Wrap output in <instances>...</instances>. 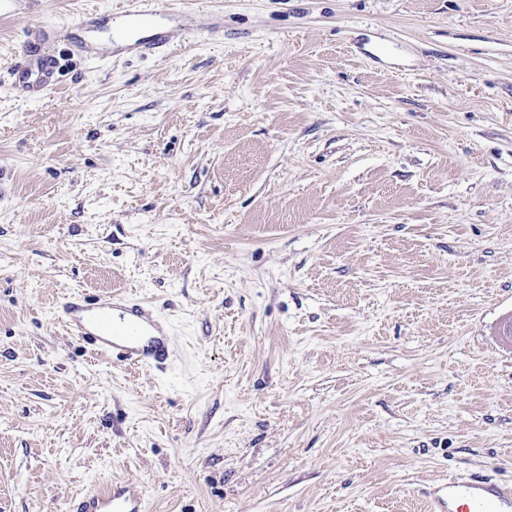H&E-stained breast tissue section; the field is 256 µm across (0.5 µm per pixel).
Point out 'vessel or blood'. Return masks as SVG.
Segmentation results:
<instances>
[{
  "label": "vessel or blood",
  "mask_w": 512,
  "mask_h": 512,
  "mask_svg": "<svg viewBox=\"0 0 512 512\" xmlns=\"http://www.w3.org/2000/svg\"><path fill=\"white\" fill-rule=\"evenodd\" d=\"M121 16L122 27H114L111 11L90 13L78 21V33L68 34L71 54L94 58L87 35L101 32L110 45L141 54L160 53L168 49L170 33L166 20L174 11L166 0H128ZM54 31L45 30L23 44L8 73L21 96H44L57 84L60 60L51 51ZM58 319L67 334L90 343L98 353L114 361L146 366L164 372L170 357L169 335L154 308L144 302L125 298L91 299L82 293L66 295L59 304ZM448 498L455 501V512H512V484L488 478H452L448 481ZM66 512H142L139 494L122 485L71 499Z\"/></svg>",
  "instance_id": "b4317fda"
}]
</instances>
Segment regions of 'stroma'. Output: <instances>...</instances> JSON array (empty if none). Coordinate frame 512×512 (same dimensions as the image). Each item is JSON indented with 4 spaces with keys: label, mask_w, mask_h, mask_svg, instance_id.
<instances>
[{
    "label": "stroma",
    "mask_w": 512,
    "mask_h": 512,
    "mask_svg": "<svg viewBox=\"0 0 512 512\" xmlns=\"http://www.w3.org/2000/svg\"><path fill=\"white\" fill-rule=\"evenodd\" d=\"M124 0H0V512H442L512 481V0H175L170 55L25 39ZM136 297L166 373L95 357ZM54 39L53 30H43L37 39H30L22 45L21 52L8 68L21 96L43 97L57 85L60 60L50 50ZM122 310L120 322L112 317ZM58 320L67 334L88 342L101 355L124 364L146 366L158 373L167 369L169 335L154 308L135 298L90 299L83 293L66 295L59 304ZM448 505L455 501V512H511L512 484L488 478H449ZM66 512H143L139 494L124 485L90 491L66 504Z\"/></svg>",
    "instance_id": "1"
}]
</instances>
